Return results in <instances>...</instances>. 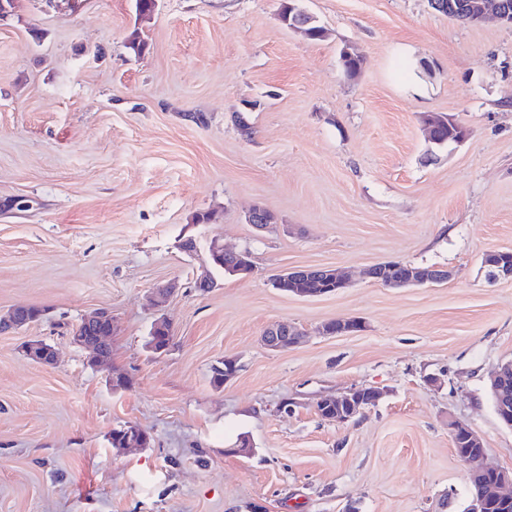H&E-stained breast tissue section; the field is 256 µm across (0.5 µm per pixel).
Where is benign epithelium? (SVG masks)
Segmentation results:
<instances>
[{
	"instance_id": "benign-epithelium-1",
	"label": "benign epithelium",
	"mask_w": 512,
	"mask_h": 512,
	"mask_svg": "<svg viewBox=\"0 0 512 512\" xmlns=\"http://www.w3.org/2000/svg\"><path fill=\"white\" fill-rule=\"evenodd\" d=\"M433 8L452 18L467 24H479L490 15L500 23L512 26V7L506 0H431ZM249 223L263 229L274 223L272 213L262 207H255L248 216ZM210 255L223 256L237 266V272L250 273L251 264L242 255L224 249L214 241L209 247ZM485 264L494 269V278L512 280V258L504 252H491L484 256ZM374 282L388 288H407L411 286L444 282L451 278L452 272L438 267L413 269L400 262L377 264L369 271ZM319 278L330 286V292L347 286L346 280L331 268H306L286 270L275 279V286L295 296L309 297L311 293L303 288L310 278ZM34 323L29 308L17 307L0 312V334L21 330ZM112 311L102 308L83 318L69 336L70 343L89 352L88 361L98 366L106 360L105 349L111 345ZM303 331L286 322L268 326L262 336L263 345L274 351L288 349L300 342ZM23 352L36 364L55 361L56 352L52 346L38 339L25 342ZM512 378V364L498 367L491 379L495 403L499 405L501 423L512 429V405L505 394L508 378ZM383 394L377 390L351 388L338 395L325 396L317 401L320 406L334 414L336 421L344 422L364 409L375 406ZM452 435L459 433L467 437L469 447L458 453V457L470 466V470L479 477V491L471 496L468 512H487L493 505L507 508L512 505V470L488 467L483 463L485 448L482 439L465 423L453 420L448 423ZM123 445L127 448H144L148 445V435L138 427L131 426L124 431Z\"/></svg>"
}]
</instances>
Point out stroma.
<instances>
[{
    "label": "stroma",
    "instance_id": "35a3bbf8",
    "mask_svg": "<svg viewBox=\"0 0 512 512\" xmlns=\"http://www.w3.org/2000/svg\"><path fill=\"white\" fill-rule=\"evenodd\" d=\"M295 2L321 40L282 24V0H158L146 19L135 0H14L0 17V311H45L0 334V512H466L452 420L512 469L489 392L512 361V281L482 262L512 251V27L429 0ZM346 46L363 58L353 76ZM430 113L467 139L431 143ZM256 205L276 224H249ZM215 239L253 271L202 292ZM385 262L452 276L391 289L366 275ZM299 267L350 283L274 287ZM99 308L105 366L69 342ZM161 314L172 337L156 355ZM336 318L363 328L320 334ZM276 321L305 341L266 349ZM32 338L54 364L24 355ZM227 357L239 370L218 389ZM116 374L127 389H110ZM352 387L383 397L344 422L318 415ZM128 425L149 447L113 448ZM243 435L252 457L232 452ZM313 277L319 278L323 282H326L331 287L329 288V292L331 293L336 292L342 288H346L347 286L346 280L338 272H336L335 269L331 268L286 270L277 276L274 283L276 288H280L295 296L314 297L324 295L325 293L311 294L307 291V288H310L309 290L311 291L320 290V292H322L323 288H325V284L321 281H307ZM304 283V288H302ZM23 352L28 359L37 364L46 365L56 360V352L52 346L38 339L25 342ZM47 359H49L48 362H46Z\"/></svg>",
    "mask_w": 512,
    "mask_h": 512
}]
</instances>
